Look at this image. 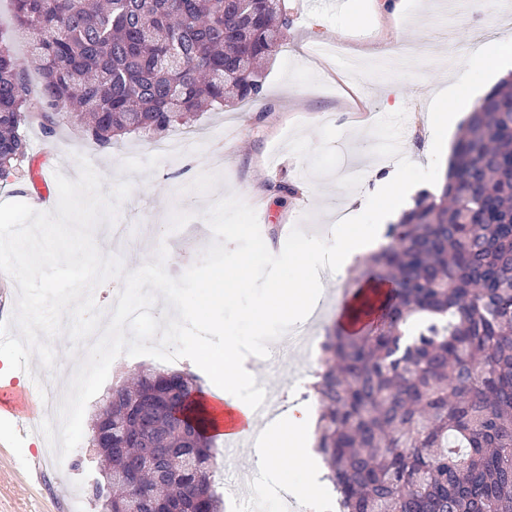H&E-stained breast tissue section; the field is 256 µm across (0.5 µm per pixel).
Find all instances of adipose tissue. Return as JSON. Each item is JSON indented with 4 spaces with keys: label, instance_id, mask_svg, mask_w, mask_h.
<instances>
[{
    "label": "adipose tissue",
    "instance_id": "ef3b65f1",
    "mask_svg": "<svg viewBox=\"0 0 512 512\" xmlns=\"http://www.w3.org/2000/svg\"><path fill=\"white\" fill-rule=\"evenodd\" d=\"M512 65V42L501 40L493 44L471 43L465 57V71L453 78L450 85L442 87L436 95L437 104L431 121L430 132L434 140H442L449 127L454 126L457 117L455 108L459 100L473 96L477 88L472 76L490 77L503 68ZM364 184L361 193L352 197L350 208L343 216V225L336 230L335 238L311 237L302 254L295 262L303 270V276L290 287L274 285L271 290L273 301L270 306L252 312L251 319L262 323L271 314H279L283 319L296 321L298 315L311 313L320 295L321 283L317 270L321 266L345 273L354 257L372 249L378 239L376 224L354 225L358 212H375L379 222L387 221L399 212L408 193L404 170H388L374 164L365 166ZM241 344L237 337L224 339L223 349L216 354H204L203 359L210 368L215 387L202 391L197 405L207 418V432L213 435L216 443L225 438L224 418L237 413L249 414L248 387L250 374L239 362ZM308 411L299 409L279 419L274 429L264 434V445L254 452L253 463L264 471L273 472L281 487L293 488L297 496L310 498L317 492L312 482L295 483L294 473L302 468L315 472L314 436L308 429Z\"/></svg>",
    "mask_w": 512,
    "mask_h": 512
}]
</instances>
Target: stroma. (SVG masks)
<instances>
[{"label": "stroma", "instance_id": "obj_1", "mask_svg": "<svg viewBox=\"0 0 512 512\" xmlns=\"http://www.w3.org/2000/svg\"><path fill=\"white\" fill-rule=\"evenodd\" d=\"M286 9L288 37L262 70L264 90L257 100L198 113L186 129L149 137L126 133L106 146L73 120L50 131L28 122L22 128L24 176L0 180V202L32 203L30 170L69 177L78 169L77 156H84L103 177L102 193L119 180L133 183L118 219L126 242L123 261L146 262L163 243L166 268L176 277L213 240L205 210L229 194L255 209L266 246L278 247L284 239L289 252L300 251L315 228L335 225L336 206L347 199L339 179L350 152L378 151L394 139L411 142L416 155L407 170L409 195L434 191L439 175H426L420 166L431 150L436 88L444 74L462 68L467 42L479 40L482 31H492L497 40L512 38V16L492 8L483 14L444 10L440 37L408 58L402 71L366 72L353 80L345 59L396 42L384 11L356 16L346 2L319 8L313 0H286ZM0 38L26 63L28 85L40 86L29 45L16 33L12 0H0ZM353 122L370 127V136L352 142ZM184 134L190 141L179 152H155V143ZM0 436L12 442L0 451V512H99L90 492L99 455L89 438L59 463L44 458L35 444L40 431L23 418L0 416Z\"/></svg>", "mask_w": 512, "mask_h": 512}]
</instances>
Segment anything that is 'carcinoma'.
<instances>
[{
	"mask_svg": "<svg viewBox=\"0 0 512 512\" xmlns=\"http://www.w3.org/2000/svg\"><path fill=\"white\" fill-rule=\"evenodd\" d=\"M42 75L0 40V179L21 127L78 113L92 140L158 134L202 106L261 96L257 64L290 28L284 0H15ZM376 323L329 330L313 383L316 451L339 512H512V74L479 102L443 186L355 268ZM198 377L144 367L104 394L91 443L102 512H224Z\"/></svg>",
	"mask_w": 512,
	"mask_h": 512,
	"instance_id": "1",
	"label": "carcinoma"
}]
</instances>
